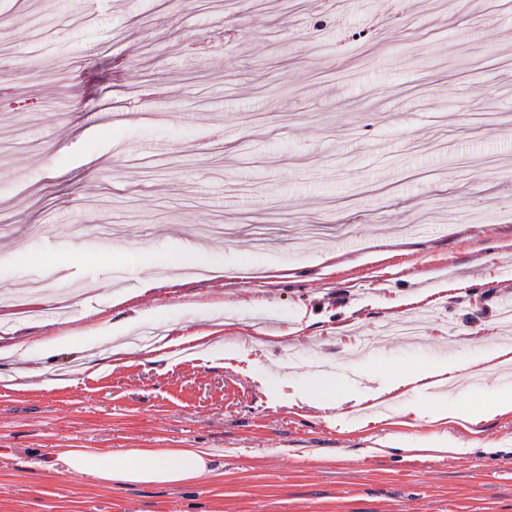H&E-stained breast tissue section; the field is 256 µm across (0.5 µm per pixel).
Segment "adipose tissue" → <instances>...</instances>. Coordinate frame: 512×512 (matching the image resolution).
<instances>
[{"instance_id": "1", "label": "adipose tissue", "mask_w": 512, "mask_h": 512, "mask_svg": "<svg viewBox=\"0 0 512 512\" xmlns=\"http://www.w3.org/2000/svg\"><path fill=\"white\" fill-rule=\"evenodd\" d=\"M512 361V344L499 346L489 354L477 353L465 360L421 363L406 370L397 368L386 375L384 393L421 383L431 385L444 375L486 368L491 362ZM512 412V388L499 391L493 399L474 398L469 403L445 407L441 418L475 424ZM60 458L71 470L98 482L120 487L127 485H192L218 472L213 457L200 448H125L106 451L98 448H66Z\"/></svg>"}]
</instances>
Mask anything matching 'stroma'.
Returning <instances> with one entry per match:
<instances>
[{"label":"stroma","mask_w":512,"mask_h":512,"mask_svg":"<svg viewBox=\"0 0 512 512\" xmlns=\"http://www.w3.org/2000/svg\"><path fill=\"white\" fill-rule=\"evenodd\" d=\"M411 2L0 0V512H512V412L437 418L471 375L363 398L512 343V0ZM286 347L367 380L303 399ZM428 436L481 447L379 448ZM64 448L222 469L115 488Z\"/></svg>","instance_id":"obj_1"}]
</instances>
